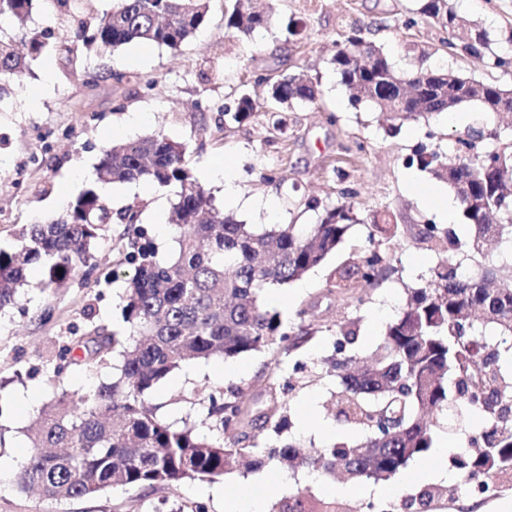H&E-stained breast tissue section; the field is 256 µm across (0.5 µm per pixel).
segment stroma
Wrapping results in <instances>:
<instances>
[{
	"instance_id": "stroma-1",
	"label": "stroma",
	"mask_w": 512,
	"mask_h": 512,
	"mask_svg": "<svg viewBox=\"0 0 512 512\" xmlns=\"http://www.w3.org/2000/svg\"><path fill=\"white\" fill-rule=\"evenodd\" d=\"M113 0H75L62 13L54 0H36L24 23H12L16 36L51 32L54 42L72 44L65 56L45 51L31 72L0 100V247L13 244L16 228L55 219L64 203L95 181V167L113 141L124 136V117L146 113L137 137L163 130L186 147L193 174L232 159L239 185L248 197L276 200L277 223H316L319 206L334 204L343 189L353 190L359 217L337 250L304 275L299 285L280 289L273 307L282 321L305 310L313 334L299 349L274 347L232 359L237 372L225 377L223 358L191 361L155 388L151 402L167 423L193 427L199 435L225 439L207 415L204 397L216 389H241L252 420L234 430L242 447L264 448L288 440L324 447L360 439L361 432L339 415L335 405L338 380L330 365L340 326L354 323L357 339L351 350L373 353L382 327L405 303L407 291L425 284L439 256L426 250L418 232L422 225L468 233L464 215L440 220L423 193L439 189L428 172L412 165L417 149L446 152L457 148L469 126L439 114L386 133L382 118L370 107L353 108L349 93L331 59L336 42L350 25L363 27L367 40L386 53L395 68L411 71L418 63L414 46L429 47L428 66L459 71L479 81L512 87V0H456L459 13L482 24L492 35L493 55L478 61L445 45L442 32L418 13V0H278L273 26L256 37L239 40L224 29L225 0H210L205 24L180 48L172 50L128 44L117 49L85 47L76 38L79 24L95 25L112 9ZM50 78H43V64ZM301 75L317 83L316 104L287 109V127L273 126L265 108L242 125L224 122L240 94L265 102L269 82ZM43 87L41 106L29 110V91ZM175 186L149 185L129 190L111 184L105 199L113 210L134 207L138 223L160 241L171 216ZM389 209L400 226L396 239L377 238V249L391 268L373 288L356 289L355 299L332 291L328 282L337 267L364 255L371 211ZM130 251L121 224L107 225L96 252L98 269L90 281L75 279L57 290H45L39 268L14 306L0 312V460H18L30 452L27 430L37 407L50 401L58 386L73 392L109 381L111 365L95 369L71 367L63 384L54 371L63 348L96 326L125 333L122 298ZM31 393L35 406L23 410L21 395ZM287 416L289 425L275 430L270 411ZM404 472L388 482L312 476L310 469L281 472L268 466L239 469L234 480H194L177 489L114 488L101 495L65 503L21 492L16 479L0 481V512H153L166 504H203L206 512H224L234 484L250 483L265 503L300 494L314 504L336 503L343 512H362L371 502L375 512H512V484L493 483L487 492L458 490L441 500L421 503L420 484H409Z\"/></svg>"
}]
</instances>
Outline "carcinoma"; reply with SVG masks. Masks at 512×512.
I'll list each match as a JSON object with an SVG mask.
<instances>
[{
	"instance_id": "cac0c4a2",
	"label": "carcinoma",
	"mask_w": 512,
	"mask_h": 512,
	"mask_svg": "<svg viewBox=\"0 0 512 512\" xmlns=\"http://www.w3.org/2000/svg\"><path fill=\"white\" fill-rule=\"evenodd\" d=\"M33 2L0 0V101L47 46L45 34H34L22 53L16 36L4 27L9 19L31 15ZM209 2L115 0L112 11L92 28L80 25L77 36L87 47L141 42L177 49L204 24ZM419 2L420 15L459 41L471 57L482 61L490 53L486 29L458 13L453 0ZM226 3L225 29L242 40L273 23L272 13L256 10L252 0ZM427 57L425 49L417 50L419 66L402 73L365 39L360 27L352 26L341 34L332 64L351 92V105L387 113L392 131L470 103L512 112V88L428 68ZM318 96L308 79L290 77L269 84V98L288 107L314 103ZM260 109L245 94L235 111L224 113V123H244ZM487 139L495 144L486 146ZM459 143L465 148L463 157L421 151L414 161L454 193L470 236L463 242L451 230L426 224L419 239L437 254L464 247L475 259L491 242L512 244V224L491 222L494 215L512 214V140L474 130ZM184 156L185 146L158 130L112 145L96 166L98 184L146 180L179 187L171 215L174 246L164 258L149 243L138 247L122 303L129 327L125 339L97 327L77 341L81 355L72 356L70 347L61 353L56 377H63L71 364L93 367L110 357L112 382L80 393L63 389L40 410L28 434L31 452L17 476L20 490L64 502L118 487L172 488L230 476L245 457L253 467L272 463L386 482L409 460L433 450L434 414L442 410L460 424L481 415L471 450L452 457L460 479L512 480V344L491 346L475 331V323L482 320L512 337V288L506 286L512 266L466 274L449 258L438 262L425 286L408 289L406 304L387 325L378 352L362 366L350 351L356 330L340 327L332 359L339 379L338 405L345 420L363 432L361 441L305 451L290 441L254 454L233 438L209 440L191 428L168 424L158 407L149 405V397L185 363L237 358L273 346L290 352L312 335L305 312L286 325L264 305L263 294L321 265L350 226L360 223L347 201L351 192L343 189L340 200L322 208L316 223L276 224L259 231L217 209ZM114 220L127 225L131 241L143 235L133 208L114 214L89 187L52 222L23 225L14 245L0 248V311L15 304L34 264L40 265L45 289L62 288L77 277L89 281L96 269L94 250L104 226ZM372 222L378 232L397 236L399 224L390 212L374 214ZM386 262L372 250L360 262L337 268L329 287L347 295L374 285L384 277ZM238 394L232 389L228 396L208 395V416L226 430L242 422ZM276 512L316 510L298 495Z\"/></svg>"
}]
</instances>
